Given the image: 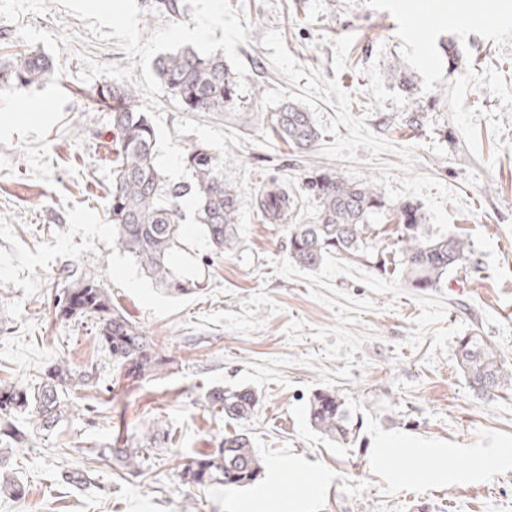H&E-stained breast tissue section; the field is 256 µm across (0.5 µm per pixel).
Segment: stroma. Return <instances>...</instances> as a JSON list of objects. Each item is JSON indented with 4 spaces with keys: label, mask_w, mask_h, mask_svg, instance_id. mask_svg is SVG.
I'll use <instances>...</instances> for the list:
<instances>
[{
    "label": "stroma",
    "mask_w": 512,
    "mask_h": 512,
    "mask_svg": "<svg viewBox=\"0 0 512 512\" xmlns=\"http://www.w3.org/2000/svg\"><path fill=\"white\" fill-rule=\"evenodd\" d=\"M230 4L250 25L236 47L247 68L236 106L185 112L158 97L173 143L216 149L225 181L241 194L238 240L223 259L185 221L172 262L204 289L179 297L112 249V116L85 100L109 78L83 80L74 53L122 68L128 53L92 35L60 0L16 24L0 17V58L30 50L22 24L71 47L53 58L50 80L0 87V383L36 385L63 359L98 366L93 386L67 396L81 414L15 449L11 470L27 495L1 496L0 512H236L243 503L270 512L285 494L281 482L203 488L178 478L236 427L265 466L293 459L329 474L296 512H512V466L460 484L425 476L399 487L390 479L397 456L369 461L375 438L389 432L454 448L440 465L460 474L473 468L462 449H512V390L476 393L457 361L459 339L474 333L512 361V0ZM450 41L460 57L452 71L442 61ZM398 68L412 92L395 81ZM291 99L322 130L312 152L276 139L263 122ZM322 168L370 179L390 201H417L430 231L469 237L470 262L423 292L380 274L369 256H333L314 270L290 263L288 227L310 221L305 181ZM273 180L295 200L279 224L254 206ZM70 268L101 276L168 368L114 387L92 324L56 315ZM238 386L254 389L259 404L235 427L208 395ZM320 390L337 392L357 420L352 442L309 424L306 405ZM157 417L173 439L153 449L141 473L101 456ZM76 470L87 482L61 483V472Z\"/></svg>",
    "instance_id": "35a3bbf8"
}]
</instances>
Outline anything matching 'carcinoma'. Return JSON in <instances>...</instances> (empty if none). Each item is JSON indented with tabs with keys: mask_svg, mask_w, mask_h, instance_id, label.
Wrapping results in <instances>:
<instances>
[{
	"mask_svg": "<svg viewBox=\"0 0 512 512\" xmlns=\"http://www.w3.org/2000/svg\"><path fill=\"white\" fill-rule=\"evenodd\" d=\"M181 10V0H158L161 19L173 22ZM154 71L184 112H222L238 100L237 76L221 54L207 56L184 46L160 56ZM51 75L52 65L39 50L0 62V85L27 87L43 83ZM92 103L104 104L112 112V249L127 254L167 293L179 296L196 292L201 283L182 276L170 261L183 243L181 202L193 197L195 223L201 226L214 254L221 257L233 249L240 197L235 186L224 181L223 160L214 148L197 142L184 153L191 179L173 182L156 167L155 127L151 115L136 104L133 89L117 82L102 84ZM263 122L296 148L309 149L320 138L312 112L294 101L266 114ZM305 186L315 202L312 221L288 225V258L303 268L315 269L332 254L368 256L370 225L385 214L397 224L396 245L402 254L399 275L410 287L419 291L439 288L451 271L470 260L468 237L432 234L421 204L410 199L390 203L369 180L350 181L329 168L314 171ZM291 206L288 190L275 180L255 197L257 212L269 224L282 221ZM65 278L70 280V287L57 297L58 313L69 320L93 321L99 341L112 355L115 383L145 380L170 364L142 328L112 304L99 276L70 270ZM458 358L475 391L491 395L512 387V364L500 358L484 337L471 334L460 338ZM95 377L94 366H75L62 360L36 389L19 382L0 385V414L15 411L31 415L26 430L8 421L1 423L0 445L5 449L22 447L30 441L32 428L45 430L64 419L71 406L63 396L93 385ZM209 401L224 412V418L238 423L251 417L259 397L249 387L216 388L210 392ZM306 411L310 425L329 438L345 442L353 435L355 424L336 392L312 394ZM168 436L164 421L156 418L144 429L138 447L130 440L102 453L119 461L127 471L139 472L149 449ZM262 472V459L253 451L249 437L234 431L224 434L217 447L193 458L180 471L179 479L184 485L242 487L256 481ZM0 494L20 498L24 489L4 471L0 473Z\"/></svg>",
	"mask_w": 512,
	"mask_h": 512,
	"instance_id": "carcinoma-1",
	"label": "carcinoma"
}]
</instances>
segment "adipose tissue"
I'll return each mask as SVG.
<instances>
[{
    "label": "adipose tissue",
    "mask_w": 512,
    "mask_h": 512,
    "mask_svg": "<svg viewBox=\"0 0 512 512\" xmlns=\"http://www.w3.org/2000/svg\"><path fill=\"white\" fill-rule=\"evenodd\" d=\"M395 452L399 453L403 461L402 467L392 476L396 484L409 485L426 474L439 483H455L459 480L458 475L434 465L436 459L447 457L446 448L405 435L388 434L379 438L371 450V458L377 461Z\"/></svg>",
    "instance_id": "obj_1"
}]
</instances>
